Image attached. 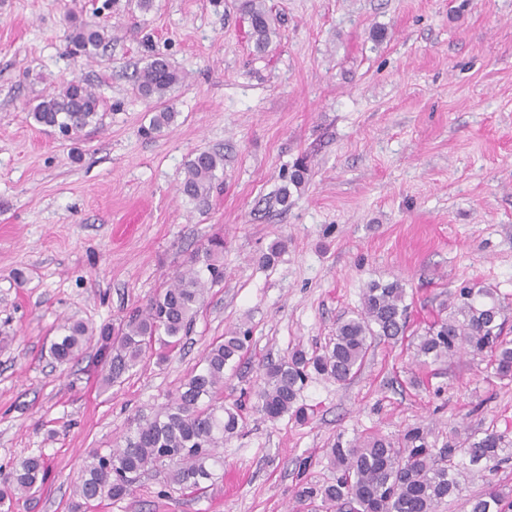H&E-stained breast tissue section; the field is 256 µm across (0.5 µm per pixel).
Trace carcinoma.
I'll return each instance as SVG.
<instances>
[{
	"mask_svg": "<svg viewBox=\"0 0 512 512\" xmlns=\"http://www.w3.org/2000/svg\"><path fill=\"white\" fill-rule=\"evenodd\" d=\"M251 37L262 53L278 36L275 18L266 0H243ZM76 52L91 57L105 46V26L85 22L70 36ZM182 83L181 75L160 57L136 71L137 92L146 99L161 101ZM29 116L41 127L79 135L88 127L102 124L100 98L78 79L42 97L30 107ZM165 108L150 120L144 134L161 132L175 119ZM224 156L201 151L190 159L180 184V194L192 202H204L211 194L216 171ZM224 238L214 237L193 252L173 277L170 285L153 296L118 326L104 325L99 334L105 345L100 350L104 380L110 384L146 359L180 345L200 307L208 280L220 278ZM406 291L400 281L372 282L362 295L361 310L339 322L336 336L323 352L293 349L287 357L263 365L262 386L256 392V409L271 420L290 414L298 422L308 420L305 408L296 406L310 372L338 383L351 380L364 365L373 342L397 340L408 329ZM503 305L485 286H464L448 302V315L439 316L418 337L415 355L420 363L441 360L467 351L487 357L501 377L512 375V341L501 338ZM91 336L88 326L73 321L67 334L53 344L52 356L60 363L75 359ZM248 331L225 334L205 353L202 366L183 384L174 402L150 419H136L123 437L122 446L107 453L94 451L84 466L76 491L84 503L120 499L132 491L141 475L167 470L170 482L183 489L198 488L213 478L220 460L213 449L236 433L243 421L242 406L224 404V369L249 350ZM421 426L396 438L369 433L336 443L329 456L336 468L333 481L318 485L299 483L296 497L320 501L323 512H437L439 504L460 489V464L481 461L504 462V435L495 431L481 438L450 441L441 447L429 440ZM46 480L44 459L28 456L0 475V505L13 503L38 492ZM507 497L499 486L488 484L484 493L471 499V512H502Z\"/></svg>",
	"mask_w": 512,
	"mask_h": 512,
	"instance_id": "obj_1",
	"label": "carcinoma"
}]
</instances>
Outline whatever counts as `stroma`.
Segmentation results:
<instances>
[{"label":"stroma","mask_w":512,"mask_h":512,"mask_svg":"<svg viewBox=\"0 0 512 512\" xmlns=\"http://www.w3.org/2000/svg\"><path fill=\"white\" fill-rule=\"evenodd\" d=\"M240 3L0 0V472L39 453L49 469L11 512H314L296 486L332 480L336 439L422 426L439 444L491 430L512 441V378L463 352L421 367L413 346L464 283L494 289L512 341V0H267L280 27L263 53ZM74 17L108 26L96 56L71 54ZM156 55L184 83L167 102L174 124L147 138L158 105L134 73ZM73 78L104 119L69 142L28 109ZM203 150L224 167L198 204L178 188ZM299 163L308 178L289 187ZM217 234L224 277L164 362L106 386L98 342L52 357L64 326L119 324ZM276 240L284 250L262 264ZM394 280L403 339L375 343L347 383L312 376L297 400L307 423L255 409L263 363L324 349L368 283ZM236 327L250 350L225 370L224 400L246 407L213 480L183 490L150 472L85 505L90 454L170 403ZM505 453L494 469L467 466L439 512H470L490 480L512 490V444Z\"/></svg>","instance_id":"obj_1"}]
</instances>
